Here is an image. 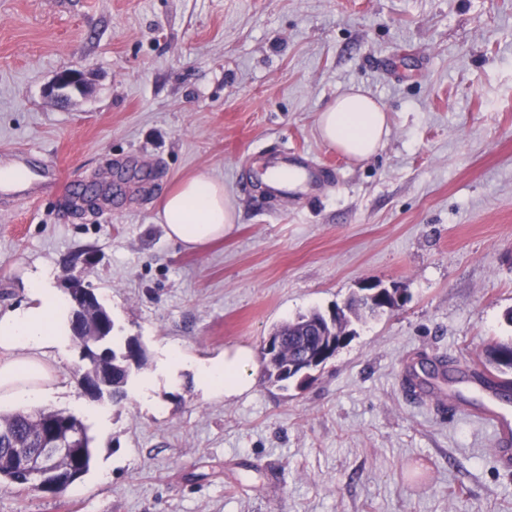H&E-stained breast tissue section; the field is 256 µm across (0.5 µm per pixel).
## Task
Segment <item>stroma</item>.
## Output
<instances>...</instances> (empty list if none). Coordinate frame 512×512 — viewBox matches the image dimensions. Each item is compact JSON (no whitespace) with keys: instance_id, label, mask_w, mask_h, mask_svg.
Masks as SVG:
<instances>
[{"instance_id":"stroma-1","label":"stroma","mask_w":512,"mask_h":512,"mask_svg":"<svg viewBox=\"0 0 512 512\" xmlns=\"http://www.w3.org/2000/svg\"><path fill=\"white\" fill-rule=\"evenodd\" d=\"M64 69L89 92L50 99ZM352 87L391 127L360 164L316 132ZM19 151L69 187L0 206V314L28 303L27 276L62 296L79 277L155 384L94 403L74 342L48 349L43 407L84 421L94 461L58 494L1 480L0 512H512L489 430L404 384L512 340V0H0V158ZM287 153L327 182L268 196L256 172ZM197 171L238 218L187 251L156 202ZM367 281L404 303L306 387L265 380L276 326ZM167 347L186 359L172 377ZM241 347L254 386L205 394L196 363Z\"/></svg>"}]
</instances>
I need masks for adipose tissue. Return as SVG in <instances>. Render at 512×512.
<instances>
[{
	"label": "adipose tissue",
	"instance_id": "adipose-tissue-1",
	"mask_svg": "<svg viewBox=\"0 0 512 512\" xmlns=\"http://www.w3.org/2000/svg\"><path fill=\"white\" fill-rule=\"evenodd\" d=\"M317 130L325 144L355 163L374 156L390 133L386 112L356 88L319 113ZM158 210L169 239L191 249L223 239L236 223L223 182L207 173L179 181L160 198ZM28 288L30 306L0 315V406H32L49 396L54 376L43 356L64 339V300L49 291L45 278H32ZM250 364L248 349L228 351L202 367L200 377L229 397L253 386Z\"/></svg>",
	"mask_w": 512,
	"mask_h": 512
}]
</instances>
